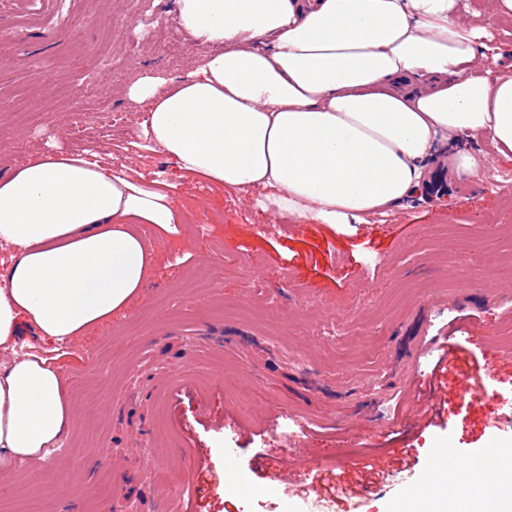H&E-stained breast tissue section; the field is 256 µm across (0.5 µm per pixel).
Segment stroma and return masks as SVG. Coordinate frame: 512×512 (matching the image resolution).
I'll use <instances>...</instances> for the list:
<instances>
[{"label":"stroma","instance_id":"obj_1","mask_svg":"<svg viewBox=\"0 0 512 512\" xmlns=\"http://www.w3.org/2000/svg\"><path fill=\"white\" fill-rule=\"evenodd\" d=\"M492 54L512 61V22L487 0H465ZM145 13L175 20V0H71L70 24L0 13L13 39L0 57V171L43 152L52 137L85 144L120 169L121 143L141 119L125 95L144 75L184 77L202 48L125 45ZM120 135L101 132L112 115ZM492 168L465 192L413 195L388 214L336 226L288 228L259 193L180 177L156 146L137 153L144 184L186 204L181 223L141 225L158 255L145 297L78 342L38 343L61 367L76 423L40 468L20 464L0 484V512H305L285 506L272 477L288 461L305 494L333 488L332 512H389L385 487L362 480L405 458L421 468L441 451L472 472L512 448V351L488 338L512 327V263L486 257L512 250V160L479 143ZM453 337L457 357L442 376L440 419L413 424L415 384L438 361L434 338ZM492 366L496 381L477 373ZM373 405L382 428L351 421ZM292 416L285 432L268 415ZM235 449L226 459L225 449ZM261 462V473L251 466Z\"/></svg>","mask_w":512,"mask_h":512}]
</instances>
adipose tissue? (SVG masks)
Returning <instances> with one entry per match:
<instances>
[{"instance_id":"adipose-tissue-1","label":"adipose tissue","mask_w":512,"mask_h":512,"mask_svg":"<svg viewBox=\"0 0 512 512\" xmlns=\"http://www.w3.org/2000/svg\"><path fill=\"white\" fill-rule=\"evenodd\" d=\"M204 54L186 78L127 89L141 132L186 178L262 190L277 215L344 224L419 192L447 157L457 177L490 167L474 141L512 159V63L479 75L481 30L461 0H175ZM181 206L97 150L49 151L0 173V480L47 462L76 420L61 370L17 353L20 328L56 343L87 335L142 299L157 263L142 224ZM462 466L410 512L475 501Z\"/></svg>"}]
</instances>
